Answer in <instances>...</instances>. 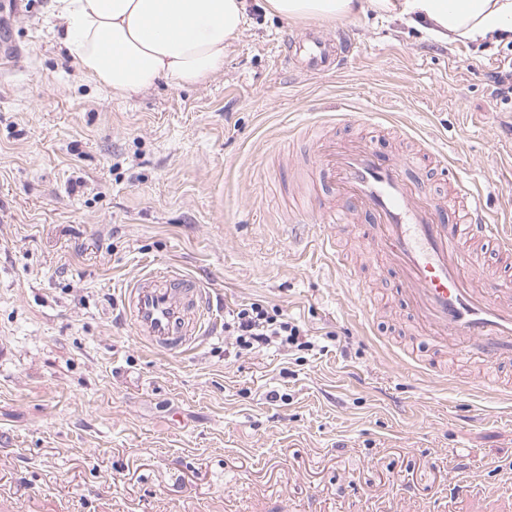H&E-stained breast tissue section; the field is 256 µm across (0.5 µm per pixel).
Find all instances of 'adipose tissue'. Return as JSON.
I'll return each mask as SVG.
<instances>
[{
  "label": "adipose tissue",
  "instance_id": "obj_1",
  "mask_svg": "<svg viewBox=\"0 0 512 512\" xmlns=\"http://www.w3.org/2000/svg\"><path fill=\"white\" fill-rule=\"evenodd\" d=\"M251 0H56L62 43L86 77L128 97L159 81L196 85L219 73ZM265 14L342 21L376 12L441 42L512 41V0H262Z\"/></svg>",
  "mask_w": 512,
  "mask_h": 512
}]
</instances>
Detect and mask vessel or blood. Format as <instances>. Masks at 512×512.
Wrapping results in <instances>:
<instances>
[{
	"mask_svg": "<svg viewBox=\"0 0 512 512\" xmlns=\"http://www.w3.org/2000/svg\"><path fill=\"white\" fill-rule=\"evenodd\" d=\"M285 48L293 69L304 75L331 71L357 53L349 36L332 40L313 32L288 34ZM416 167L415 159L384 152L370 140L319 136L309 177L323 195L300 221L317 226L318 252L336 256V204L344 202L349 218L368 227L365 258L388 264L401 301L429 337L490 366L512 359V298L499 286L512 273V226L489 210L478 179L455 183L460 206L451 209L414 177ZM480 246L496 256L489 272L494 285L482 290L471 283ZM123 305L137 336L170 355L203 337L209 314L204 289L159 263L130 281Z\"/></svg>",
	"mask_w": 512,
	"mask_h": 512,
	"instance_id": "vessel-or-blood-1",
	"label": "vessel or blood"
}]
</instances>
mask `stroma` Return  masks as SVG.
Wrapping results in <instances>:
<instances>
[{"label": "stroma", "instance_id": "1", "mask_svg": "<svg viewBox=\"0 0 512 512\" xmlns=\"http://www.w3.org/2000/svg\"><path fill=\"white\" fill-rule=\"evenodd\" d=\"M360 55L319 78L284 62L289 32ZM17 54L0 71V512H512V361L453 359L422 335L363 224L336 229L366 294L289 241L288 190L325 113H386L336 126L405 155L436 196L465 174L498 181L512 208V107L489 73L507 47L447 44L371 13L291 22L255 8L204 83L127 98L87 80L59 41L54 0L0 18ZM159 262L215 308L181 356L120 319L121 289ZM259 302L311 349L242 350L224 320ZM422 361L402 364L404 350ZM466 496H459L460 486Z\"/></svg>", "mask_w": 512, "mask_h": 512}]
</instances>
